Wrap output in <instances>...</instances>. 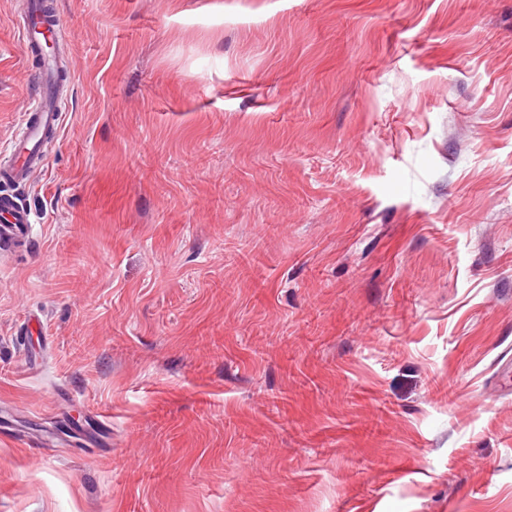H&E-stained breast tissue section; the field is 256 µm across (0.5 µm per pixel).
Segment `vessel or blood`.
<instances>
[{"label": "vessel or blood", "instance_id": "vessel-or-blood-1", "mask_svg": "<svg viewBox=\"0 0 512 512\" xmlns=\"http://www.w3.org/2000/svg\"><path fill=\"white\" fill-rule=\"evenodd\" d=\"M44 28L42 15L36 8L18 22L20 39L31 49L40 44ZM62 123L63 113L50 93L38 95L26 109L25 120L12 140L5 172L15 180H29L34 171L31 161L34 150L39 147L46 131H58ZM29 224V216L22 208L6 206L0 212V240L24 242L29 235Z\"/></svg>", "mask_w": 512, "mask_h": 512}]
</instances>
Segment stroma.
Wrapping results in <instances>:
<instances>
[{
  "instance_id": "stroma-1",
  "label": "stroma",
  "mask_w": 512,
  "mask_h": 512,
  "mask_svg": "<svg viewBox=\"0 0 512 512\" xmlns=\"http://www.w3.org/2000/svg\"><path fill=\"white\" fill-rule=\"evenodd\" d=\"M47 2L0 512H512V0Z\"/></svg>"
}]
</instances>
